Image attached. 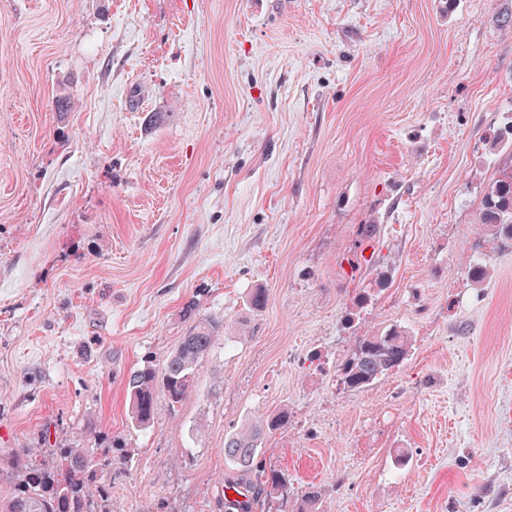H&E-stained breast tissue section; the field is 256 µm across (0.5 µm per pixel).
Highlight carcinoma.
<instances>
[{
	"mask_svg": "<svg viewBox=\"0 0 512 512\" xmlns=\"http://www.w3.org/2000/svg\"><path fill=\"white\" fill-rule=\"evenodd\" d=\"M480 223L496 232L512 227V169L503 171L490 185L484 199ZM223 324L203 317L193 321L163 372L150 364L132 370L127 378L131 421L138 428L149 425L155 410V395L162 392L171 407L180 405L195 390L196 374L210 352ZM409 356V337L390 328L362 336L343 364L341 382L349 391L365 389L398 369ZM285 421L271 419L265 424L236 433L224 441V455L238 467L251 470L257 459L260 434L284 428ZM118 439L99 435L89 447L79 445L51 449L53 461L36 463L18 449L0 466V482H7L0 496V512H112L109 508L112 449ZM268 494L288 495V480L277 473L266 478Z\"/></svg>",
	"mask_w": 512,
	"mask_h": 512,
	"instance_id": "1",
	"label": "carcinoma"
}]
</instances>
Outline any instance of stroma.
Returning <instances> with one entry per match:
<instances>
[{"mask_svg": "<svg viewBox=\"0 0 512 512\" xmlns=\"http://www.w3.org/2000/svg\"><path fill=\"white\" fill-rule=\"evenodd\" d=\"M512 0H0V456L120 437L112 512H512ZM70 98L69 111L55 108ZM480 241L486 273H468ZM264 290L253 308L250 296ZM196 390L126 381L193 317ZM400 328L396 371L336 367ZM318 348L320 369L290 355ZM305 416L238 468L225 439ZM480 223L497 233L500 226L512 229V169L504 170L490 185L484 199ZM223 324L203 317L194 320L160 374L147 362L132 370L127 378L131 421L145 428L153 419L155 395L161 391L171 407L180 405L195 390L196 374L203 358L210 352ZM408 356L409 338L396 328L361 336L343 364L340 380L349 391L365 389L398 369Z\"/></svg>", "mask_w": 512, "mask_h": 512, "instance_id": "35a3bbf8", "label": "stroma"}]
</instances>
